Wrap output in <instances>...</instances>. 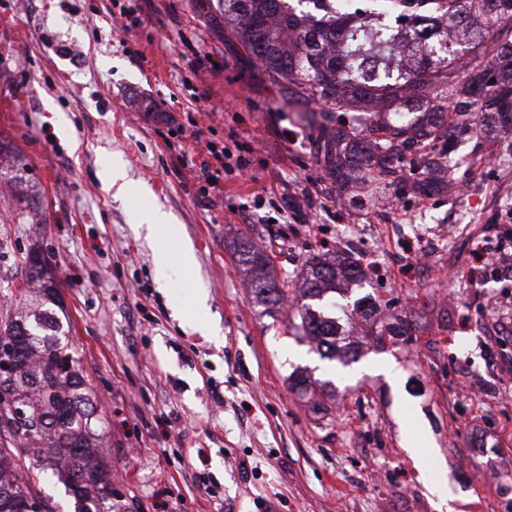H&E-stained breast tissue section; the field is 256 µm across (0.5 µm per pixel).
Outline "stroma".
<instances>
[{
	"mask_svg": "<svg viewBox=\"0 0 512 512\" xmlns=\"http://www.w3.org/2000/svg\"><path fill=\"white\" fill-rule=\"evenodd\" d=\"M120 11L139 24L114 29ZM446 110L454 154L415 149L342 185L218 0H0V147L22 165L20 192L0 195V288L21 287L27 252L48 258L112 492L133 512H439L447 493L452 512H503L512 263L477 282L468 270L512 230V135ZM173 120L222 152V191L200 197L199 145ZM437 166L454 190L432 182ZM155 207L173 230L149 239ZM445 225L452 238L436 239ZM354 234L367 278L341 304L372 295L415 339L362 345L344 366L288 330L293 303L257 302L238 249L263 245L292 289ZM297 369L331 382L326 408L290 389Z\"/></svg>",
	"mask_w": 512,
	"mask_h": 512,
	"instance_id": "1",
	"label": "stroma"
}]
</instances>
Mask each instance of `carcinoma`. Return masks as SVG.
I'll return each mask as SVG.
<instances>
[{
  "mask_svg": "<svg viewBox=\"0 0 512 512\" xmlns=\"http://www.w3.org/2000/svg\"><path fill=\"white\" fill-rule=\"evenodd\" d=\"M339 0H224V26L290 98L316 105L309 123L313 147L327 175L344 182L354 171L369 172L414 146L442 134L441 102L452 94L473 108L474 118L512 124V0H368L372 6L342 11ZM337 112H363L348 127ZM27 288L38 295L26 313L0 314V336L32 337L16 375L0 377V417L16 408L24 419L0 432L25 445L0 446V512H43L53 505L35 487L49 463L74 498V512H132L112 499L98 435L84 421V377L70 342V321L48 310L59 303L55 283L34 274L47 263L39 253L24 259ZM240 263L251 273L263 302L287 299L288 289L268 280V257L249 240L240 244ZM355 264L336 265L316 256L302 274L300 297L336 291L339 282H360ZM292 327L324 359L343 365L357 353L343 327L304 303Z\"/></svg>",
  "mask_w": 512,
  "mask_h": 512,
  "instance_id": "cac0c4a2",
  "label": "carcinoma"
}]
</instances>
